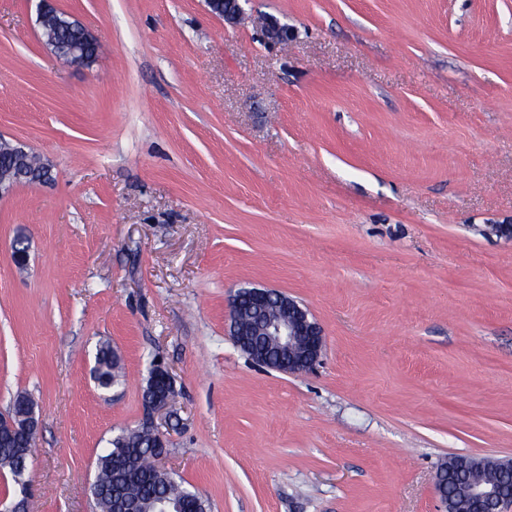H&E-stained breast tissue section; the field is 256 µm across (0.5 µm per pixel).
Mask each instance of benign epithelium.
<instances>
[{"label": "benign epithelium", "mask_w": 512, "mask_h": 512, "mask_svg": "<svg viewBox=\"0 0 512 512\" xmlns=\"http://www.w3.org/2000/svg\"><path fill=\"white\" fill-rule=\"evenodd\" d=\"M212 14L235 26L242 19L243 9L240 0H224V6H218V0H207ZM261 38L265 45L275 47L288 43L294 37V30L281 23L276 17L266 15L259 21ZM44 48L56 58L77 66L91 64L82 50L74 47L62 51L57 43L49 38L42 41ZM52 178V167L43 163V167L29 169L21 167L12 178L0 177V198L12 192L17 186L33 182H47ZM229 335L262 336L275 342L277 349L288 355V362L272 364V360L251 355V360L272 367L280 372L301 374L314 368L319 361L324 346V334L310 311L285 293L272 288L243 287L238 289L229 300ZM173 377L165 366L155 364L150 371L149 386L143 392L145 405L149 413H160L168 409L172 399ZM37 427L34 409L24 410L21 396H16L5 413L0 412V434L20 435ZM447 472L439 467L435 475L434 489L445 512H455V503L448 497L446 485ZM469 497L472 512H504L512 506V492L494 481L492 483H472L469 485Z\"/></svg>", "instance_id": "1"}]
</instances>
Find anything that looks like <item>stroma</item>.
<instances>
[{"label": "stroma", "mask_w": 512, "mask_h": 512, "mask_svg": "<svg viewBox=\"0 0 512 512\" xmlns=\"http://www.w3.org/2000/svg\"><path fill=\"white\" fill-rule=\"evenodd\" d=\"M0 0V136L53 178L0 199V410L26 394L28 512H90L96 460L175 396L165 463L211 512H443L437 469L512 457V0ZM25 238L27 271L12 246ZM265 286L324 331L311 371L237 348ZM109 341L125 372L103 390ZM218 1L207 0L208 6L212 9V14L224 20V24L230 26L237 25L242 19L243 9L240 0H224V8L218 6ZM60 20H64L61 16L50 17L42 27V36L45 38L53 37L63 46L70 47L72 43L78 41V35L75 32L66 31L61 28ZM261 38L268 47L283 45L294 37V30L282 24L275 16L265 15L259 21ZM41 40L44 48L50 54H52L60 60H63L66 63L77 66H87L93 62L84 55V53L79 47H73L70 51L64 52L59 48L57 43L52 38L44 40L41 37ZM149 376V386L143 392L146 408L150 414L163 412L168 409L174 393L173 377L161 364H153Z\"/></svg>", "instance_id": "1"}]
</instances>
